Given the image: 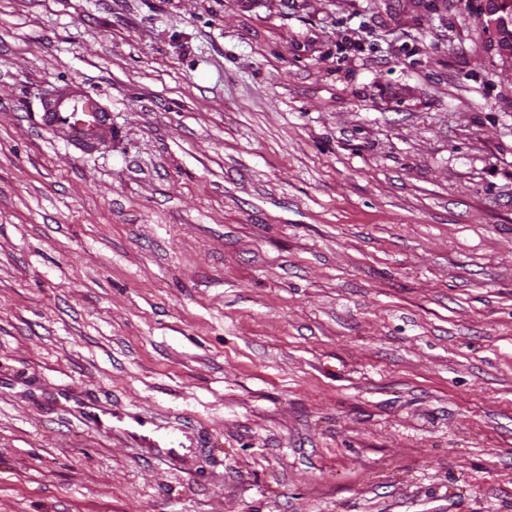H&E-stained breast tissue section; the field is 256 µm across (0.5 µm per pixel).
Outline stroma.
<instances>
[{"label": "stroma", "instance_id": "stroma-1", "mask_svg": "<svg viewBox=\"0 0 512 512\" xmlns=\"http://www.w3.org/2000/svg\"><path fill=\"white\" fill-rule=\"evenodd\" d=\"M478 5L0 0V512H512ZM69 85L111 141L41 128ZM82 400L184 424L195 472Z\"/></svg>", "mask_w": 512, "mask_h": 512}]
</instances>
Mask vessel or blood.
I'll return each instance as SVG.
<instances>
[{"instance_id": "obj_1", "label": "vessel or blood", "mask_w": 512, "mask_h": 512, "mask_svg": "<svg viewBox=\"0 0 512 512\" xmlns=\"http://www.w3.org/2000/svg\"><path fill=\"white\" fill-rule=\"evenodd\" d=\"M42 122L57 138L68 142H100L112 137V122L106 112L75 88H63L45 105ZM147 450L150 456L175 466L185 464L195 453L194 448L173 440L164 447L148 441Z\"/></svg>"}]
</instances>
